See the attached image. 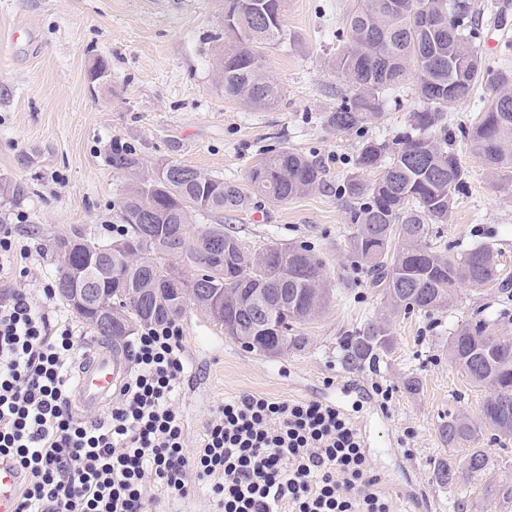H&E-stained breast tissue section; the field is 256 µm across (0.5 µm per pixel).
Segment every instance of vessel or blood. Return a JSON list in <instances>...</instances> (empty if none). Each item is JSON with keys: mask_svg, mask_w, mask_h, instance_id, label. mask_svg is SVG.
<instances>
[{"mask_svg": "<svg viewBox=\"0 0 512 512\" xmlns=\"http://www.w3.org/2000/svg\"><path fill=\"white\" fill-rule=\"evenodd\" d=\"M495 29H512V0H500L496 12ZM489 38L485 47L496 52L500 41ZM76 379L71 388V403L80 418H90L111 408L131 381V364L125 350L108 347L99 340H91L76 359ZM21 482L19 470L0 464V512H19L17 488Z\"/></svg>", "mask_w": 512, "mask_h": 512, "instance_id": "1", "label": "vessel or blood"}]
</instances>
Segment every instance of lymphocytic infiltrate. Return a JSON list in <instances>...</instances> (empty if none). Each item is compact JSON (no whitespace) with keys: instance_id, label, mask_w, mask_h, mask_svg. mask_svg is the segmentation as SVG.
<instances>
[{"instance_id":"1","label":"lymphocytic infiltrate","mask_w":512,"mask_h":512,"mask_svg":"<svg viewBox=\"0 0 512 512\" xmlns=\"http://www.w3.org/2000/svg\"><path fill=\"white\" fill-rule=\"evenodd\" d=\"M77 344L25 289L0 297V461L20 468L21 512H145L147 488L188 497L207 480L220 512H392L359 432L335 407L248 394L225 400L185 451L173 393L186 372L183 329L144 326L135 376L102 423L73 413Z\"/></svg>"}]
</instances>
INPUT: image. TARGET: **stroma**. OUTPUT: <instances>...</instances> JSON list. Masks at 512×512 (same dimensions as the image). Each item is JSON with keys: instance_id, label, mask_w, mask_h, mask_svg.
<instances>
[{"instance_id": "stroma-1", "label": "stroma", "mask_w": 512, "mask_h": 512, "mask_svg": "<svg viewBox=\"0 0 512 512\" xmlns=\"http://www.w3.org/2000/svg\"><path fill=\"white\" fill-rule=\"evenodd\" d=\"M353 0H285L284 42L265 48L264 70L282 91L273 108L253 110L226 100L215 61L224 50V0H0V225L13 228L25 256L0 280L27 289L51 319L70 314L61 299L45 301L53 282L54 239L82 230L95 241L113 238L121 224L125 174L107 163L113 144L135 146L144 167L167 160L205 176L245 182L253 160L288 147L314 161L323 182L288 201L254 199L249 209L214 216L251 252L275 242L308 244L323 260L331 303L322 317L300 325L307 346L279 357L243 348L200 310L180 319L189 371L174 406L186 446L200 444L207 422L225 399L261 394L278 399L339 401L338 382H355L346 415L362 426L371 468L394 512H512V442L490 432L448 447L439 428L448 417L476 415L486 395L448 360L445 341L458 324L497 310V289L468 284L457 301L431 315L401 314L391 324L394 346L375 364L351 363L344 346L381 312L383 299L349 253V213L338 189L371 140L395 144L417 105L412 84L388 94L382 116L358 132L325 126L349 89L332 64L345 49L336 38ZM108 67L105 85L91 83L96 61ZM489 90L478 85L467 103L447 108L445 134L466 176L447 223L432 227L434 246L461 253L480 244L497 253L512 275V181L490 179L469 152L465 134ZM392 397L380 403L374 386ZM484 449L496 487L459 479L441 487L434 471L461 464L469 447Z\"/></svg>"}]
</instances>
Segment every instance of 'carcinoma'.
Listing matches in <instances>:
<instances>
[{"mask_svg":"<svg viewBox=\"0 0 512 512\" xmlns=\"http://www.w3.org/2000/svg\"><path fill=\"white\" fill-rule=\"evenodd\" d=\"M420 0H358L336 33L351 49L336 56L337 76L350 96L324 117L337 131H359L384 108L383 93L415 78L418 107L410 113L411 133L397 147L365 141L356 157L361 171H380L371 182L350 177L341 195L350 201L349 249L353 258L382 291V314L369 322L350 344L355 363L375 361L393 346L391 321L400 312L425 315L450 308L457 286L493 285L509 294V278L502 275L498 255L486 245L464 254L447 255L431 243V226L445 223L464 171L454 150L440 145L436 132L447 130L448 97L464 103L476 84L489 81L493 93L478 122L468 131L470 151L493 179L512 178V96L501 104L499 93L512 86V65L484 78V70H467L461 81L448 74V51L465 47L476 55L473 29L466 25L474 6L470 0H430L436 15L430 31L420 27L415 12ZM454 12L448 28L446 10ZM284 0H224V30L233 42L219 57L223 62L224 97L252 109L275 106L281 88L263 71L262 49L284 37ZM113 170L128 176L121 208L126 230L111 242L97 243L76 232L56 244L81 243L70 256L82 265L88 254L107 262L112 275L90 285L76 281L58 264L55 288L65 302L73 289H92L97 300L112 307V331L94 324L92 312L72 310L97 335L114 339L125 335L123 323L146 325L178 319L185 306L175 302L167 287L169 277L185 272L168 259L186 256L194 274L185 285L207 295L224 290L221 325L241 346L268 354L285 343L299 350L308 337L294 328L323 314L329 304L325 266L310 247L274 243L259 261L246 244L222 224H198L207 213L238 212L256 195L286 201L316 189L320 167L305 155L286 147L271 148L251 166L245 184L219 176L199 178L192 167L164 162L169 174L162 180L140 175L143 161L131 146H115L108 155ZM260 288L268 310L251 305V292ZM505 312L483 314L451 329L448 358L468 380L487 391L477 417L457 415L440 429L448 445L470 442L487 429L501 439L512 438V337L498 333ZM462 469L471 477L490 472L489 459L472 448ZM447 487L457 469L445 463L434 472Z\"/></svg>","mask_w":512,"mask_h":512,"instance_id":"cac0c4a2","label":"carcinoma"}]
</instances>
